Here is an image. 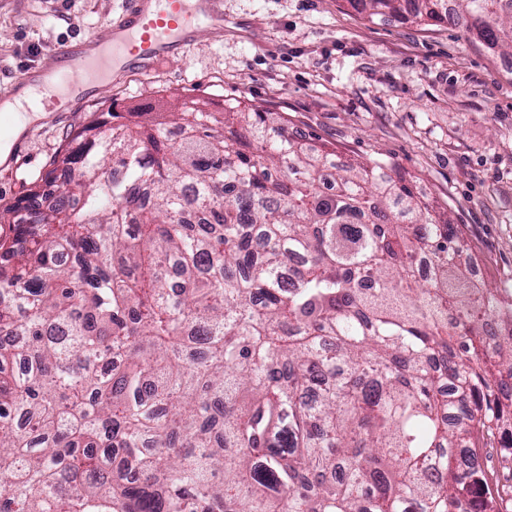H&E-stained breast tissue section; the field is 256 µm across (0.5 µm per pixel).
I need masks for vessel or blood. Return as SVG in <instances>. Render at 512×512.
I'll list each match as a JSON object with an SVG mask.
<instances>
[{"label":"vessel or blood","instance_id":"vessel-or-blood-1","mask_svg":"<svg viewBox=\"0 0 512 512\" xmlns=\"http://www.w3.org/2000/svg\"><path fill=\"white\" fill-rule=\"evenodd\" d=\"M224 29L222 0H125L124 13L90 37L43 52L7 90V100L35 97L34 108L0 112V139L25 124L32 109L42 120L64 111L73 97L102 99L113 66L146 72L162 59H180L201 26Z\"/></svg>","mask_w":512,"mask_h":512}]
</instances>
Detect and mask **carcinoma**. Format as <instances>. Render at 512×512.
<instances>
[{
    "label": "carcinoma",
    "instance_id": "cac0c4a2",
    "mask_svg": "<svg viewBox=\"0 0 512 512\" xmlns=\"http://www.w3.org/2000/svg\"><path fill=\"white\" fill-rule=\"evenodd\" d=\"M345 2L512 52V0ZM332 156L239 104L72 136L0 240V512H509L512 310Z\"/></svg>",
    "mask_w": 512,
    "mask_h": 512
}]
</instances>
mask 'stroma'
I'll list each match as a JSON object with an SVG mask.
<instances>
[{
  "mask_svg": "<svg viewBox=\"0 0 512 512\" xmlns=\"http://www.w3.org/2000/svg\"><path fill=\"white\" fill-rule=\"evenodd\" d=\"M224 32H197L183 59L115 76L104 101L21 134L0 165V211L22 203L71 133L112 110L157 112L176 98L245 100L340 159L413 176L450 215L480 279L512 303V70L446 22H370L338 0H223ZM124 0H0V90L46 46L88 37Z\"/></svg>",
  "mask_w": 512,
  "mask_h": 512,
  "instance_id": "1",
  "label": "stroma"
}]
</instances>
